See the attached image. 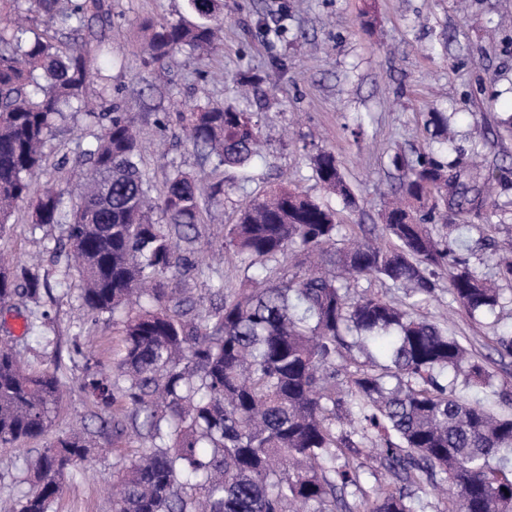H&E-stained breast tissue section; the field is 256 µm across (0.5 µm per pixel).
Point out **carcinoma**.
<instances>
[{
    "label": "carcinoma",
    "mask_w": 512,
    "mask_h": 512,
    "mask_svg": "<svg viewBox=\"0 0 512 512\" xmlns=\"http://www.w3.org/2000/svg\"><path fill=\"white\" fill-rule=\"evenodd\" d=\"M45 28L17 26L0 36V237L16 204L32 201L31 227H63V278L75 274L85 311L109 316L119 341L111 364L86 355L82 389L112 412V428L129 426L148 441L129 448L118 471L112 512H344L347 489L359 487L354 462L369 442L388 477L367 512H416L413 491L429 485L447 495L446 512H512V413H493L456 394L448 370L484 387L491 374L448 329L384 298L350 293V282L309 269L276 277L288 249L324 259L338 245L336 211L280 186L251 199L228 225L225 249L250 269L243 288H224V274L200 271L214 300L197 304L169 287L193 266L180 242L200 233L204 201H221L224 167L261 155L259 114L204 103L185 116L195 148L210 159L209 183L176 168L160 196L166 222L151 216L153 186L141 169L131 112H114L83 150L90 162L76 201L36 192L55 119L82 107L90 75L85 48L60 42L54 30H78L100 16L102 0H12ZM189 18L151 22L145 62L162 66L188 48L202 56L222 45L224 0H186ZM324 188L354 204L333 153L309 155ZM403 195L420 213L393 205L378 235L339 249L354 277L374 276L418 301L435 294L437 271L455 273L448 294L471 317L491 314L501 294L472 271L448 242L435 238L450 210L493 208L482 184L495 171L469 172L431 148L411 161L391 159ZM40 266L0 259V306L34 318ZM381 353L379 363L341 371L353 348ZM512 358V330L495 338ZM62 396L56 371H30L9 341L0 343V446L19 447L47 435ZM91 450L87 433L58 435L24 460L27 489L0 512H51L63 480Z\"/></svg>",
    "instance_id": "1"
}]
</instances>
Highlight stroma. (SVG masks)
Masks as SVG:
<instances>
[{
  "instance_id": "1",
  "label": "stroma",
  "mask_w": 512,
  "mask_h": 512,
  "mask_svg": "<svg viewBox=\"0 0 512 512\" xmlns=\"http://www.w3.org/2000/svg\"><path fill=\"white\" fill-rule=\"evenodd\" d=\"M106 3L109 18L56 37L85 44L87 92L100 102L101 114L134 113L142 167L155 188H162L172 167L210 169L185 131L183 117L195 105L223 103L261 116L265 150L248 168H225L224 200L204 212L201 233L190 246L197 261L223 256L225 225L235 223L252 197L283 183L335 208L343 235L365 237L399 190L394 153L409 156L444 139L470 168L503 171L485 187L495 216L452 210L439 229L473 271L498 281L495 254L486 241L512 237V0H224L222 49L202 62L184 50L161 68L143 63L142 26L178 18L184 0ZM283 24L287 34L276 37ZM434 112L448 114L447 126L431 123ZM100 127L80 112L57 120L32 176L34 186L78 192L81 152ZM319 149L334 153L355 206L327 193L315 177L308 155ZM11 222L0 250L25 260L40 258L51 293L43 298L47 318L28 334L22 318L0 308V340L11 339L29 368L57 371L64 388L53 431L81 425L93 444L52 512H111L118 451L145 442L131 433L113 440L103 426L104 412L81 382L84 354L111 362L116 330L88 322L77 277L61 278L63 264L54 257L59 226L31 229L24 201ZM451 274L448 268L440 271L435 296L416 305L376 278L354 281L352 289L370 290L447 323L494 376L490 390L457 377V395L484 401L497 412L511 410L512 360L499 359L493 338L512 326V283L499 281L502 300L494 316L473 318L450 297Z\"/></svg>"
}]
</instances>
